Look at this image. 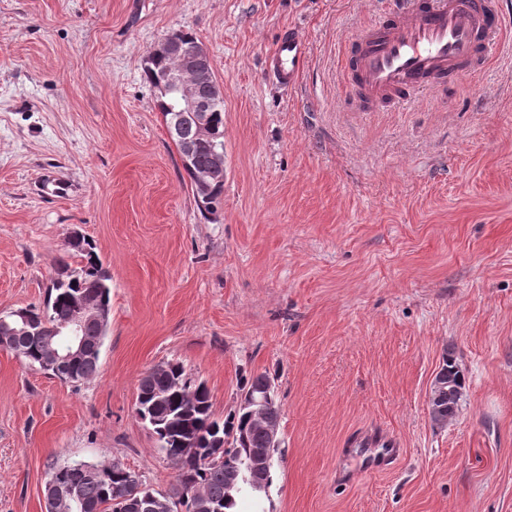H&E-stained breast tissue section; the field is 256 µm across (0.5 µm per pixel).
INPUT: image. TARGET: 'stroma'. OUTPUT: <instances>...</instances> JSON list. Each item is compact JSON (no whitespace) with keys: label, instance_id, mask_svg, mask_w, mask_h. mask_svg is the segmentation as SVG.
<instances>
[{"label":"stroma","instance_id":"stroma-1","mask_svg":"<svg viewBox=\"0 0 512 512\" xmlns=\"http://www.w3.org/2000/svg\"><path fill=\"white\" fill-rule=\"evenodd\" d=\"M397 0H0V313L44 306L76 230L112 275L97 374L0 349V512H45L51 464L117 461L169 493L136 412L167 362L217 419L267 374L268 512H512V24L449 92L352 105L344 50ZM186 30L224 92V191L201 210L144 78ZM304 36L296 84L273 51ZM60 192L44 189V179ZM466 376L430 417L444 354ZM402 453L372 469L387 442Z\"/></svg>","mask_w":512,"mask_h":512}]
</instances>
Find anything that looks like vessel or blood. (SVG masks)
Instances as JSON below:
<instances>
[{
  "label": "vessel or blood",
  "mask_w": 512,
  "mask_h": 512,
  "mask_svg": "<svg viewBox=\"0 0 512 512\" xmlns=\"http://www.w3.org/2000/svg\"><path fill=\"white\" fill-rule=\"evenodd\" d=\"M505 25L499 0H410L349 44L348 70L368 97L402 103L480 73ZM276 55L278 76L295 81L306 64L305 38L289 35Z\"/></svg>",
  "instance_id": "vessel-or-blood-1"
}]
</instances>
